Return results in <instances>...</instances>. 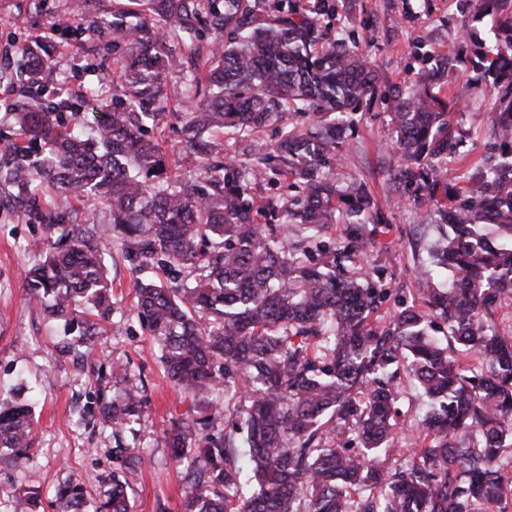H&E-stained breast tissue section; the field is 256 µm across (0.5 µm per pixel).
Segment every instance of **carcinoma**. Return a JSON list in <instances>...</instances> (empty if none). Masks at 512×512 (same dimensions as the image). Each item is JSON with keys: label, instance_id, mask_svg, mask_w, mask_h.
Instances as JSON below:
<instances>
[{"label": "carcinoma", "instance_id": "carcinoma-1", "mask_svg": "<svg viewBox=\"0 0 512 512\" xmlns=\"http://www.w3.org/2000/svg\"><path fill=\"white\" fill-rule=\"evenodd\" d=\"M493 46L471 32L475 84L494 96L499 160L468 173L467 194L448 188L454 152L448 104L430 87L392 96L398 184L433 203L449 228L430 250L451 273L424 281L425 309L371 321L386 294L341 273L356 246L316 234L344 212L359 224L371 207L363 184L330 177L351 114L380 74L354 28H330L341 0H127L112 9V85L89 87L97 134L80 113L47 97L54 52L19 45L27 59L13 83L40 103L15 113L0 136V190L44 235L30 244L29 293L62 324L60 355L86 353L112 311L104 246L120 241L138 279L134 311L168 378L189 404L163 440L185 466L182 512H509L512 504V323L495 331V309L512 300V0H469ZM275 13L274 23H264ZM86 28L57 31L79 40ZM189 50L183 89L168 92L170 45ZM464 51L431 58L445 75ZM307 116L312 128L298 122ZM176 127L185 148L148 137ZM278 139L261 150V135ZM253 146L224 152L216 133ZM291 176L290 202L253 188ZM78 200L100 224L73 219ZM312 232L305 243L288 226ZM494 225L496 238L483 228ZM448 323L441 340L427 331ZM427 398L419 446L392 447L396 380ZM112 429L125 473L140 456L121 441L144 411L141 388L121 369L112 396L94 401ZM30 405L0 406V462L28 459ZM126 479L105 498L70 480L56 489L62 512H129Z\"/></svg>", "mask_w": 512, "mask_h": 512}]
</instances>
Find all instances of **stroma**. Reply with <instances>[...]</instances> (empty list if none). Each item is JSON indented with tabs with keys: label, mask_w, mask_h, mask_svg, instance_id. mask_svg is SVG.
<instances>
[{
	"label": "stroma",
	"mask_w": 512,
	"mask_h": 512,
	"mask_svg": "<svg viewBox=\"0 0 512 512\" xmlns=\"http://www.w3.org/2000/svg\"><path fill=\"white\" fill-rule=\"evenodd\" d=\"M67 6L68 0H0L1 130L8 129L14 112L27 102L8 79L22 63L19 42L54 36L62 22L78 25L79 17L69 14ZM470 22L467 0H349L335 20L336 27H355L360 37L370 39L372 61L389 78L356 112L353 132L337 150L333 168L338 183L361 179L371 197L369 220L359 227L358 251L345 268L352 276L379 269L373 284L388 292L378 312L384 320L401 307L420 303L417 277L429 264L428 249L437 235L430 202L393 184L399 158L392 144L391 89L421 82L424 66L414 54L415 45L443 52L459 41L463 25ZM100 56L101 64L92 65L87 44L58 41L56 102H73L87 86L111 83V49L101 48ZM472 74L470 66L457 64L442 86L457 141V158L446 173L452 184L462 183L472 167L495 156L488 119L493 102L471 85ZM42 233L40 225L0 205V404L12 402L19 380H27L36 425L29 459L19 466H0V512H57L55 488L68 478L79 480L92 494L104 490L106 476L119 462L112 456L111 429L90 407L118 366L142 382L145 403L142 421L133 425L144 463L129 478L132 512H181L183 468L172 460L161 436L186 407L164 374L148 330L132 314L137 284L131 265L119 256L110 261L112 317L95 340L91 360L78 367L72 360L57 359L56 323L26 291L31 258L25 245ZM32 481L41 492L35 507L23 493Z\"/></svg>",
	"instance_id": "obj_1"
}]
</instances>
